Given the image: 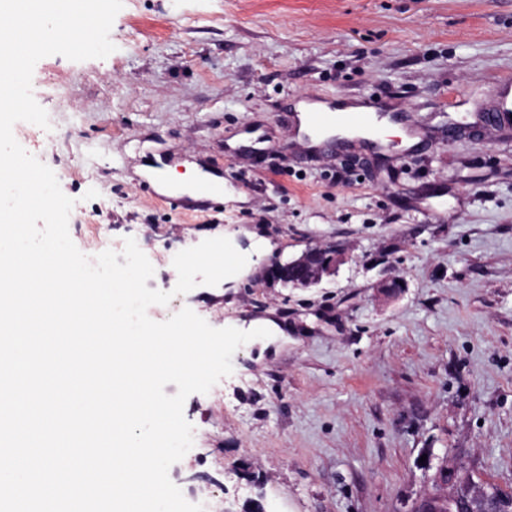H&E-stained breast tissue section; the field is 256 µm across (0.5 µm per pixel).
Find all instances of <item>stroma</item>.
Here are the masks:
<instances>
[{
    "label": "stroma",
    "instance_id": "obj_1",
    "mask_svg": "<svg viewBox=\"0 0 512 512\" xmlns=\"http://www.w3.org/2000/svg\"><path fill=\"white\" fill-rule=\"evenodd\" d=\"M110 38L107 58L33 72L65 116L32 153L75 201L76 247L134 238L172 291L174 256L205 239L278 244L234 287L148 309L215 328L271 313L288 338L258 363L240 347L223 397L187 398L194 445L169 470L185 499L413 512L447 494L445 469L512 488V124L487 119L512 80V0H124ZM303 98L375 100L426 145L305 157L287 138ZM156 159L208 169L223 196L186 209L134 176ZM323 245L333 276L277 279Z\"/></svg>",
    "mask_w": 512,
    "mask_h": 512
}]
</instances>
